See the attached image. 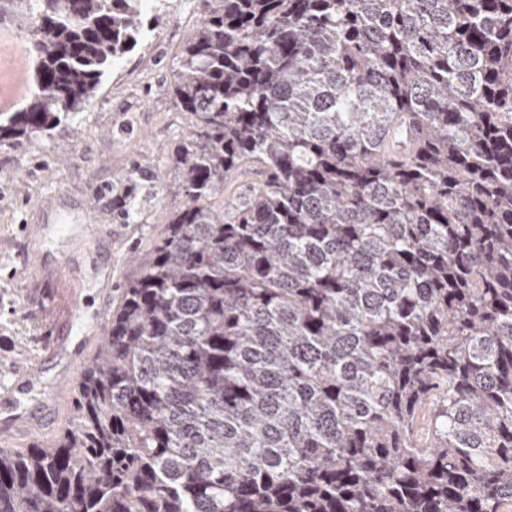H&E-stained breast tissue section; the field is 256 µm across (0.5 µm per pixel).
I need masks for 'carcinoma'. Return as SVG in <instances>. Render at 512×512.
I'll return each instance as SVG.
<instances>
[{"label": "carcinoma", "mask_w": 512, "mask_h": 512, "mask_svg": "<svg viewBox=\"0 0 512 512\" xmlns=\"http://www.w3.org/2000/svg\"><path fill=\"white\" fill-rule=\"evenodd\" d=\"M9 2L16 146L89 105L142 0ZM213 2L183 204L67 427L0 448V512H512V0ZM25 27L22 13L10 7L0 10V113L21 110L33 84L34 65L30 56L23 75L15 73L11 66L15 52L26 51L29 55L28 44L24 42Z\"/></svg>", "instance_id": "cac0c4a2"}]
</instances>
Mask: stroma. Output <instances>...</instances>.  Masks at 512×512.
<instances>
[{
    "mask_svg": "<svg viewBox=\"0 0 512 512\" xmlns=\"http://www.w3.org/2000/svg\"><path fill=\"white\" fill-rule=\"evenodd\" d=\"M204 0H149L142 41L108 70L90 105L19 146H0V410L67 419L75 383L70 352L115 311L183 198L173 150L190 119L172 96L173 68L203 18ZM26 18L0 10V113L21 110L34 72L15 73L27 51ZM140 174L133 219L119 216L126 177ZM99 224L87 237V220ZM41 228L42 264L25 261V233ZM42 362L40 380L14 391L20 367Z\"/></svg>",
    "mask_w": 512,
    "mask_h": 512,
    "instance_id": "35a3bbf8",
    "label": "stroma"
}]
</instances>
